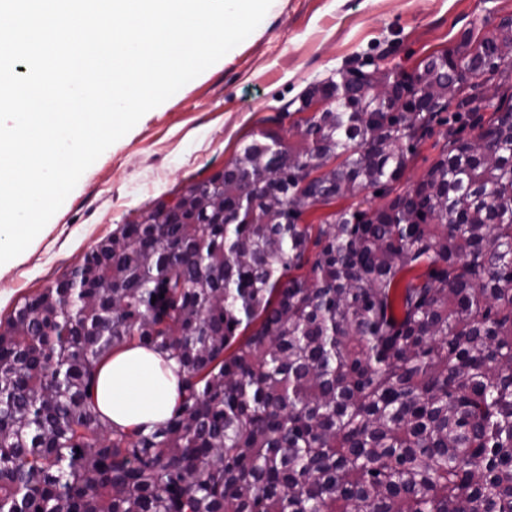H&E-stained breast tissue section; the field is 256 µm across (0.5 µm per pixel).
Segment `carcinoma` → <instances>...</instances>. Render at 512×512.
I'll return each mask as SVG.
<instances>
[{"mask_svg": "<svg viewBox=\"0 0 512 512\" xmlns=\"http://www.w3.org/2000/svg\"><path fill=\"white\" fill-rule=\"evenodd\" d=\"M315 102L0 325V512H512V16ZM132 343L181 371L147 434L92 394ZM438 141L439 136L435 134L418 144L414 154L410 157L405 177L398 185L399 191L415 182L433 163L438 154V147L435 146Z\"/></svg>", "mask_w": 512, "mask_h": 512, "instance_id": "carcinoma-1", "label": "carcinoma"}]
</instances>
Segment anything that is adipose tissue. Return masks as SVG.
I'll list each match as a JSON object with an SVG mask.
<instances>
[{
	"label": "adipose tissue",
	"mask_w": 512,
	"mask_h": 512,
	"mask_svg": "<svg viewBox=\"0 0 512 512\" xmlns=\"http://www.w3.org/2000/svg\"><path fill=\"white\" fill-rule=\"evenodd\" d=\"M177 365L158 352L127 346L97 367L95 402L114 426L151 430L170 418L178 400Z\"/></svg>",
	"instance_id": "ef3b65f1"
}]
</instances>
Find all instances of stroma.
I'll list each match as a JSON object with an SVG mask.
<instances>
[{"mask_svg": "<svg viewBox=\"0 0 512 512\" xmlns=\"http://www.w3.org/2000/svg\"><path fill=\"white\" fill-rule=\"evenodd\" d=\"M507 14L512 0H273L249 37L147 112L83 173L43 235L0 265V321L119 225L222 171L244 139L293 140L300 116L283 110L308 84L369 55L414 69L472 23L488 34Z\"/></svg>", "mask_w": 512, "mask_h": 512, "instance_id": "35a3bbf8", "label": "stroma"}]
</instances>
